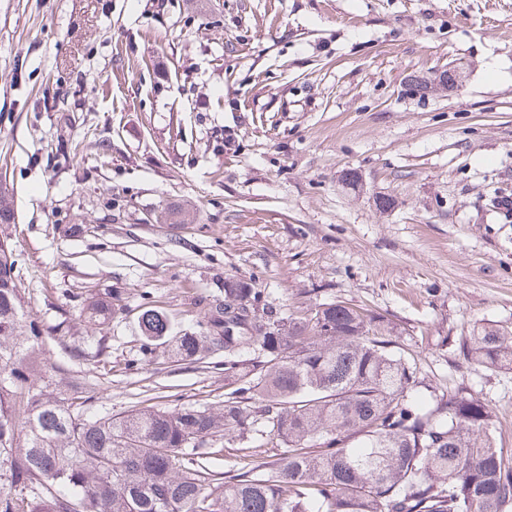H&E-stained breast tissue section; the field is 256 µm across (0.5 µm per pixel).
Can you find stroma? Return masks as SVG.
<instances>
[{
  "instance_id": "stroma-1",
  "label": "stroma",
  "mask_w": 512,
  "mask_h": 512,
  "mask_svg": "<svg viewBox=\"0 0 512 512\" xmlns=\"http://www.w3.org/2000/svg\"><path fill=\"white\" fill-rule=\"evenodd\" d=\"M1 178L22 320L89 410H220L223 355L143 354L138 315L200 333L234 278L280 317H381L418 396L467 384L512 450V373L458 355L512 330V0H0ZM108 289L111 355L70 357ZM411 89L416 92H426L433 87H439L453 91L459 86V75L455 69L448 68V70L440 71L435 75L433 80L425 79H412Z\"/></svg>"
}]
</instances>
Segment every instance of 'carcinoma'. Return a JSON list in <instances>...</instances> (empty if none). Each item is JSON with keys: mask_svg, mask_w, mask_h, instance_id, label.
I'll return each instance as SVG.
<instances>
[{"mask_svg": "<svg viewBox=\"0 0 512 512\" xmlns=\"http://www.w3.org/2000/svg\"><path fill=\"white\" fill-rule=\"evenodd\" d=\"M14 220L0 186V224ZM13 248L0 240V512H509L512 454L493 409L461 383L416 399V366L392 349L383 320L325 303L310 318L259 315L258 291L224 282L209 302L207 332L175 334L167 316L140 309L143 351L163 345L174 362L224 352L241 368L218 412L132 405L90 413L67 397L70 371H47L20 343L22 296ZM122 310L94 294L79 317L97 326L91 352L109 354L105 324ZM258 353L254 361L243 351ZM459 355L512 371V331L482 326ZM256 436L286 448L228 474L217 444Z\"/></svg>", "mask_w": 512, "mask_h": 512, "instance_id": "obj_1", "label": "carcinoma"}]
</instances>
